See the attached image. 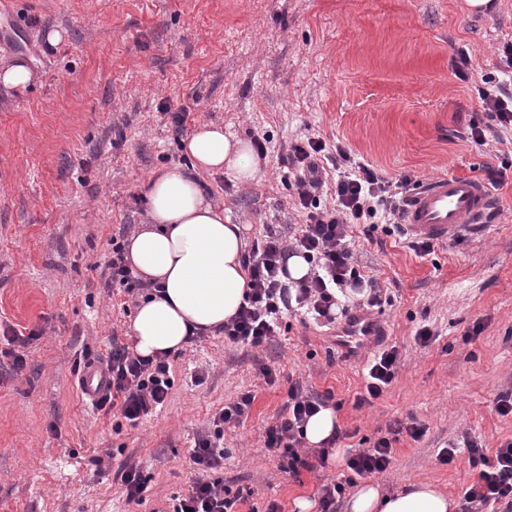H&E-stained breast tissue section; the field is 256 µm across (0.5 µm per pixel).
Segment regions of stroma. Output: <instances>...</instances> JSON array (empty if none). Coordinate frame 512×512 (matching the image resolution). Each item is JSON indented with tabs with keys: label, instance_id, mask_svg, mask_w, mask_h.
<instances>
[{
	"label": "stroma",
	"instance_id": "obj_1",
	"mask_svg": "<svg viewBox=\"0 0 512 512\" xmlns=\"http://www.w3.org/2000/svg\"><path fill=\"white\" fill-rule=\"evenodd\" d=\"M483 14L465 0H10L0 12V62L28 60L36 80L23 93L0 88V323L40 336L16 368L0 357V512H164L196 476L191 450L213 417L243 393L247 418L224 432V486L244 493L237 512L278 504L297 512L318 501L345 462L279 470L263 446L290 382L332 391L342 407L347 454L372 447L394 421L422 424L401 436L381 489L431 482L462 498L476 474L469 439L488 452L512 442V415L495 410L512 392V132L463 140L483 120L487 78L512 81L502 47L512 42V0ZM65 39L50 46L49 31ZM471 57L467 80L453 62ZM186 132L205 123L267 139L260 179L241 185L202 175L246 240L276 227L301 234L303 218L282 179L281 158L306 137L342 146L387 179L484 177L496 209L485 236L435 244L417 257L398 235L355 226L350 248L363 273L386 289L377 314L401 366L372 404L356 407L365 361L341 356L331 332L289 312L280 336L259 348L203 336L170 356L174 385L160 410L137 426L105 416L78 387L87 356L132 347L138 298L107 288L111 238L128 240L146 219L141 186L162 168L188 167L171 124L180 106ZM482 331L471 342L463 335ZM429 326L428 346L415 340ZM277 374L265 384L258 372ZM135 462L146 482L127 502L116 471Z\"/></svg>",
	"mask_w": 512,
	"mask_h": 512
}]
</instances>
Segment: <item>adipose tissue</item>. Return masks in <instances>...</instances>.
Masks as SVG:
<instances>
[{"label":"adipose tissue","mask_w":512,"mask_h":512,"mask_svg":"<svg viewBox=\"0 0 512 512\" xmlns=\"http://www.w3.org/2000/svg\"><path fill=\"white\" fill-rule=\"evenodd\" d=\"M190 171L170 169L147 183L145 224L128 246L134 272L155 290L132 324L134 350L148 357L183 348L191 332L211 333L244 303L248 272L242 265L240 225L204 194L198 175L222 171L241 183L255 181L261 164L250 143L223 128L202 125L184 138ZM458 501L431 483L392 492L360 486L347 512H457Z\"/></svg>","instance_id":"ef3b65f1"}]
</instances>
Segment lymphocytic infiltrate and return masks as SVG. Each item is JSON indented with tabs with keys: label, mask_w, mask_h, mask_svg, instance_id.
I'll use <instances>...</instances> for the list:
<instances>
[{
	"label": "lymphocytic infiltrate",
	"mask_w": 512,
	"mask_h": 512,
	"mask_svg": "<svg viewBox=\"0 0 512 512\" xmlns=\"http://www.w3.org/2000/svg\"><path fill=\"white\" fill-rule=\"evenodd\" d=\"M480 100L485 121L470 122L467 129L468 139L478 145L485 144L487 132L512 131V88L494 82L483 90ZM280 163L304 218L301 234L293 244L303 251L311 272L295 286H288L279 273L290 243L272 228L257 237L243 256L250 275L245 303L223 327L224 340L229 344L259 347L268 343L279 336L284 314L296 306L326 326L335 322L337 314H348L349 301L354 297H361L367 308L383 303L382 289L362 273L348 238L354 225L367 220L397 224L410 178L390 181L345 148L329 151L325 141L314 137L293 144ZM333 169L338 178L332 183L328 177ZM328 187L334 195L329 207L320 200ZM400 364L397 346L375 351L367 366L365 392L357 396L356 406L378 399L394 381ZM106 368L110 380L95 406L107 413L119 411L132 425L163 405L173 387L171 366L164 355L144 359L122 349L109 356ZM332 399L329 391L313 395L304 392L300 384L289 387L283 414L266 428L264 436V446L282 472L296 476L326 466L331 448L349 438V431L338 429L320 447H303L307 419ZM253 401L251 393H244L215 415L213 438L198 441L191 453L199 474L189 494L176 500L172 512H234L237 500L224 486V450L219 440L225 429L242 424ZM424 433L420 424L398 423L389 427L373 448L350 456L346 461L348 475L321 487L320 512H336L337 503L357 479L387 470L393 458L394 437L406 434L418 440ZM462 449L478 478L465 489L460 512H512V442L490 456L477 443L468 441L461 447L442 449L443 460L452 462Z\"/></svg>",
	"instance_id": "f902f5d3"
}]
</instances>
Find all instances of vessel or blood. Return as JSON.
Masks as SVG:
<instances>
[{
	"mask_svg": "<svg viewBox=\"0 0 512 512\" xmlns=\"http://www.w3.org/2000/svg\"><path fill=\"white\" fill-rule=\"evenodd\" d=\"M493 209V195L480 179L446 175L421 182L407 192L402 204L401 226L411 238L445 243L462 237L479 236ZM386 329L372 312H352L336 328V348L350 360H357L372 348ZM104 369H84L79 382L87 398L105 390Z\"/></svg>",
	"mask_w": 512,
	"mask_h": 512,
	"instance_id": "obj_1",
	"label": "vessel or blood"
}]
</instances>
